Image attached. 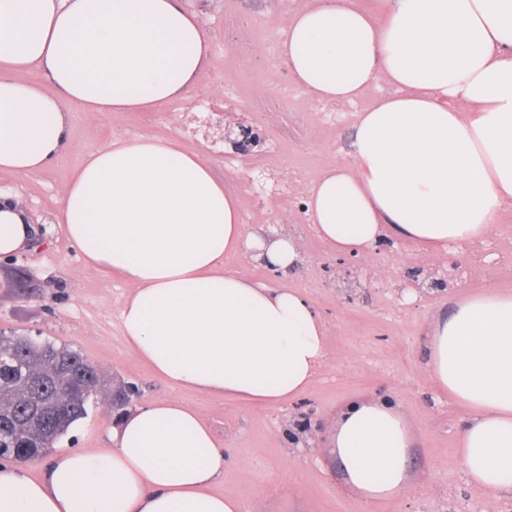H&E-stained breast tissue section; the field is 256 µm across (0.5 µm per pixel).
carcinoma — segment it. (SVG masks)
I'll return each mask as SVG.
<instances>
[{
    "instance_id": "carcinoma-1",
    "label": "carcinoma",
    "mask_w": 512,
    "mask_h": 512,
    "mask_svg": "<svg viewBox=\"0 0 512 512\" xmlns=\"http://www.w3.org/2000/svg\"><path fill=\"white\" fill-rule=\"evenodd\" d=\"M65 366L99 377L94 366L65 344L58 346L32 338L0 335V441L36 458L53 448L76 421L87 415L88 404L97 391L78 387L45 389L43 400L61 410L48 424L18 414V409L37 395L27 379V371L35 370L50 379Z\"/></svg>"
}]
</instances>
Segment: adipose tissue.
Here are the masks:
<instances>
[{"mask_svg":"<svg viewBox=\"0 0 512 512\" xmlns=\"http://www.w3.org/2000/svg\"><path fill=\"white\" fill-rule=\"evenodd\" d=\"M377 21L356 0H309L279 38L280 62L319 103L393 94L356 115L346 159L315 179L306 217L336 253L379 242L433 251L488 237L512 202V0H386ZM201 15L184 0H0V172L42 171L72 148L66 107L92 114L189 104L208 61ZM36 71L39 82L15 80ZM476 103L464 112L460 103ZM55 221L86 264L133 286L120 308L128 349L167 383L246 403L304 394L327 357L325 325L298 288L225 270L230 254L285 272L308 257L284 229L244 224L199 154L178 140L115 139L62 189ZM25 212L0 208V257L26 245ZM435 384L466 408L460 461L478 492H512V293L494 285L437 317ZM107 450L56 455L41 479L0 467V512H258L213 491L225 454L184 401L117 416ZM412 440L390 402L338 413L332 455L363 505L411 486Z\"/></svg>","mask_w":512,"mask_h":512,"instance_id":"adipose-tissue-1","label":"adipose tissue"}]
</instances>
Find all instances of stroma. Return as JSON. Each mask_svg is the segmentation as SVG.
I'll return each instance as SVG.
<instances>
[{"label": "stroma", "instance_id": "1", "mask_svg": "<svg viewBox=\"0 0 512 512\" xmlns=\"http://www.w3.org/2000/svg\"><path fill=\"white\" fill-rule=\"evenodd\" d=\"M209 47V62L191 91L202 101L232 89L241 102L296 88L284 112L262 116L258 131L280 148L274 158L285 171L316 179L324 164L346 155L358 110L391 94L380 82L366 89L357 104L313 111L305 90L280 66L278 45L261 42L239 50L234 30L225 28L220 0H195ZM72 150L32 175L0 174V188L26 206L45 233L39 246L0 258V333L33 336L78 350L95 366L103 387L88 414L71 427L52 454L79 448L107 449L118 413L113 402L124 385L135 386L132 405L179 399L197 408L212 425L227 455L224 476L213 489L258 502L261 512H512V493L472 490L460 464L461 420L465 410L430 377L425 347L435 319L487 284L512 292V272L494 262L512 248V205L504 210L485 244L489 262L467 287L419 290L408 286L409 272L439 269L433 252L387 241L367 257L354 260L360 287L348 288L336 256L308 224L303 207L283 196L265 202L242 198L249 229L281 227L301 240L309 261L287 273L273 274L259 261L225 258L226 269L273 288L304 289L319 309L328 357L308 391L291 401L246 405L227 395L181 390L159 379L129 351L121 327L120 305L130 293L127 281L81 259L54 222L61 190L85 157L117 138L144 131V112H107L95 116L70 106ZM385 397L403 411L411 434L412 490L397 500L360 507L346 490L331 458L329 441L336 413L347 401ZM313 411L311 432L301 425L302 408ZM52 454L26 461L29 477L42 478Z\"/></svg>", "mask_w": 512, "mask_h": 512}]
</instances>
